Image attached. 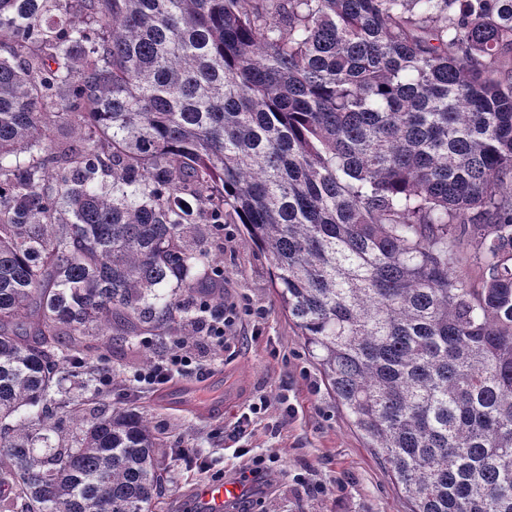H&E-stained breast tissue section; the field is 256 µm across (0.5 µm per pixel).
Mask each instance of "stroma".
Listing matches in <instances>:
<instances>
[{
  "label": "stroma",
  "instance_id": "35a3bbf8",
  "mask_svg": "<svg viewBox=\"0 0 512 512\" xmlns=\"http://www.w3.org/2000/svg\"><path fill=\"white\" fill-rule=\"evenodd\" d=\"M207 247L224 268L225 304L250 302L265 311L263 318L240 320L226 347L202 338L190 344L199 371L187 382L204 390L213 377H222L229 394L223 413L199 416L165 405L162 392L134 389L130 377L142 368L144 356L161 355L174 343L163 327L110 347L85 337L80 347L84 363L110 373L112 387L94 397L68 378L60 399L88 414L133 407L152 422L163 440L161 461L169 479L163 512H203L202 485L238 478L259 458L270 459L268 470L244 482L229 512H410L386 464L350 426L311 352L280 309L267 255L238 224L225 225L223 235L209 239ZM259 396L271 405L250 414L249 405ZM282 396L289 412L281 410ZM246 415L251 422L243 429L239 422ZM185 448L198 449L206 467L182 456Z\"/></svg>",
  "mask_w": 512,
  "mask_h": 512
}]
</instances>
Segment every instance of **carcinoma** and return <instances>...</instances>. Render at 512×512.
I'll return each mask as SVG.
<instances>
[{"mask_svg": "<svg viewBox=\"0 0 512 512\" xmlns=\"http://www.w3.org/2000/svg\"><path fill=\"white\" fill-rule=\"evenodd\" d=\"M226 224L411 512H512V0H0L9 512L164 498L141 413L42 411L94 329L197 336Z\"/></svg>", "mask_w": 512, "mask_h": 512, "instance_id": "cac0c4a2", "label": "carcinoma"}]
</instances>
